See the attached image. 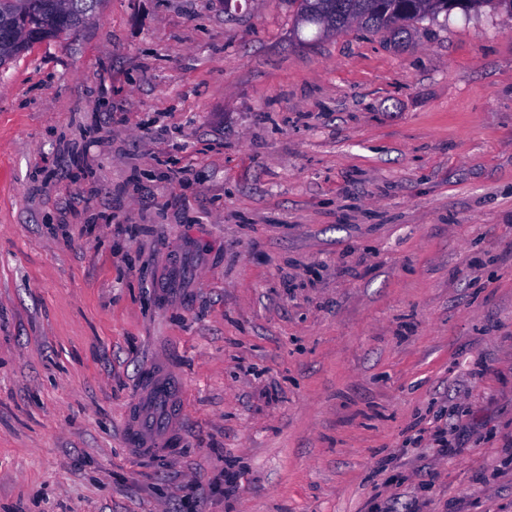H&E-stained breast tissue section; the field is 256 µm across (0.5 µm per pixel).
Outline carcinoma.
<instances>
[{
	"instance_id": "1",
	"label": "carcinoma",
	"mask_w": 512,
	"mask_h": 512,
	"mask_svg": "<svg viewBox=\"0 0 512 512\" xmlns=\"http://www.w3.org/2000/svg\"><path fill=\"white\" fill-rule=\"evenodd\" d=\"M297 28L316 35L342 31L353 24L387 31L400 40L417 21L436 20L458 9L479 13L488 8L512 14V0H293ZM103 0H0V67L34 44L66 38L99 14Z\"/></svg>"
}]
</instances>
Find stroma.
I'll list each match as a JSON object with an SVG mask.
<instances>
[{
    "label": "stroma",
    "instance_id": "obj_1",
    "mask_svg": "<svg viewBox=\"0 0 512 512\" xmlns=\"http://www.w3.org/2000/svg\"><path fill=\"white\" fill-rule=\"evenodd\" d=\"M295 17L106 0L0 68V512H512V15ZM185 402V390L172 367L150 365L133 399V412L127 418L128 445L142 453H169L179 448L178 427L185 414Z\"/></svg>",
    "mask_w": 512,
    "mask_h": 512
}]
</instances>
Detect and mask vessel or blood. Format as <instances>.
Instances as JSON below:
<instances>
[{
    "label": "vessel or blood",
    "instance_id": "b4317fda",
    "mask_svg": "<svg viewBox=\"0 0 512 512\" xmlns=\"http://www.w3.org/2000/svg\"><path fill=\"white\" fill-rule=\"evenodd\" d=\"M186 395L172 367L150 365L133 399L126 425L130 447L142 453L172 452L180 445L179 424L185 414Z\"/></svg>",
    "mask_w": 512,
    "mask_h": 512
}]
</instances>
